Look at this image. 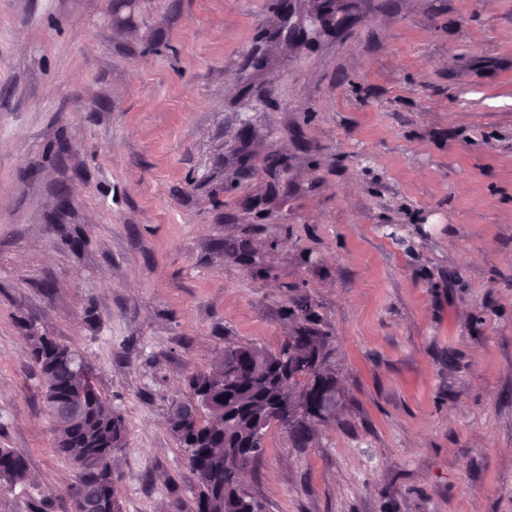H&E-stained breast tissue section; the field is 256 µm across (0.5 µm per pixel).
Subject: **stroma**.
Wrapping results in <instances>:
<instances>
[{"label":"stroma","mask_w":512,"mask_h":512,"mask_svg":"<svg viewBox=\"0 0 512 512\" xmlns=\"http://www.w3.org/2000/svg\"><path fill=\"white\" fill-rule=\"evenodd\" d=\"M284 1L0 0V448L67 512L51 336L125 418L122 512H195L170 407L225 339L277 350L304 293L341 404L304 448L271 426L247 492L512 512V0H289L290 44Z\"/></svg>","instance_id":"1"}]
</instances>
